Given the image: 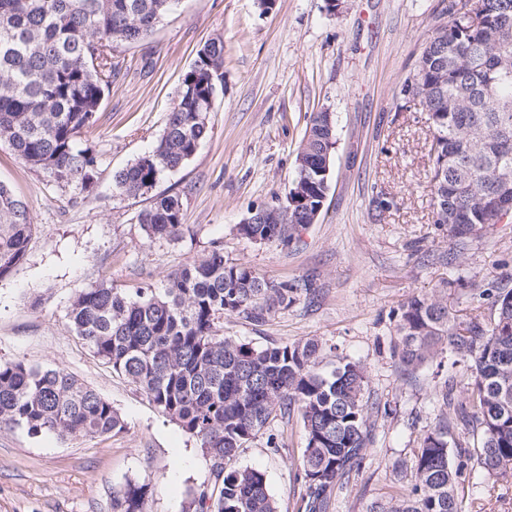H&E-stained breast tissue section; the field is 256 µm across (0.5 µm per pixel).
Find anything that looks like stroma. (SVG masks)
Here are the masks:
<instances>
[{
    "label": "stroma",
    "instance_id": "obj_1",
    "mask_svg": "<svg viewBox=\"0 0 512 512\" xmlns=\"http://www.w3.org/2000/svg\"><path fill=\"white\" fill-rule=\"evenodd\" d=\"M448 0H179L143 43L113 50L119 74L86 136L99 153L93 193L73 197L26 166L0 140V183L27 205L37 230L24 261L0 280V360L61 369L112 403L123 432L62 439L0 427V512H112V493L145 485V512H185L210 484L211 460L195 437L164 416L125 376L75 334L73 300L102 280L163 291L170 273L221 247L225 261L278 282L311 281L300 298L257 326L240 316L223 332L254 347L313 340L323 370L337 356L368 373L365 398L373 443L359 477L330 512H369L387 500L437 414L436 375L447 353L414 372L392 354V313L413 297L472 308L469 289H512V219L476 226L465 242L435 224L427 113L403 106L400 90L426 40L446 24ZM222 39L224 63L195 155L156 190L179 195L184 231L148 240L138 223L151 196L127 197L116 171L148 152L166 125L198 49ZM336 121L328 191L315 223L289 245L243 238L252 208L285 200L311 114ZM390 208L379 209V198ZM280 445L258 439L237 464L262 471L279 512H298L295 478L305 446L300 418L276 420ZM464 498L485 512H512V477L475 473Z\"/></svg>",
    "mask_w": 512,
    "mask_h": 512
}]
</instances>
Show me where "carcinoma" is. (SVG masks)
I'll return each mask as SVG.
<instances>
[{"label": "carcinoma", "instance_id": "cac0c4a2", "mask_svg": "<svg viewBox=\"0 0 512 512\" xmlns=\"http://www.w3.org/2000/svg\"><path fill=\"white\" fill-rule=\"evenodd\" d=\"M177 0H0V139L24 164L61 189L89 194L98 154L84 140L116 69L112 49L144 41ZM485 25L445 14L413 77L426 100L432 135L435 223L457 238L476 224L502 222V177L512 179V0H481ZM224 62V42L203 45L177 90L155 148L115 173V187L144 195L185 165L208 135L207 112ZM336 143L334 118H310L286 195L288 223L240 224L255 241L288 244L310 223L326 190L321 167ZM0 183V279L24 260L34 232L27 207ZM150 240L178 238L182 202L160 194L139 214ZM307 281L273 282L211 253L171 273L160 293L130 296L103 281L78 295L68 313L95 356L126 376L159 411L200 440L212 460L214 486L194 496L195 512H278L265 475L236 465L240 448L267 436L277 418L298 415L306 441L296 480L305 488L301 512H328L333 493L359 477L372 444L365 367L345 356L320 371V347L307 341L255 348L221 333L226 315L265 324L300 296ZM494 313L472 309L466 320L433 295L393 311V354L414 371L446 351L471 362L463 399L448 382L436 391L434 428L421 440L409 478L369 512H462L460 487L474 468L512 476V289L493 293ZM31 435H116L125 424L112 404L60 369L0 361V426ZM477 444H470L471 437ZM146 487L129 482L113 492V512H143Z\"/></svg>", "mask_w": 512, "mask_h": 512}]
</instances>
